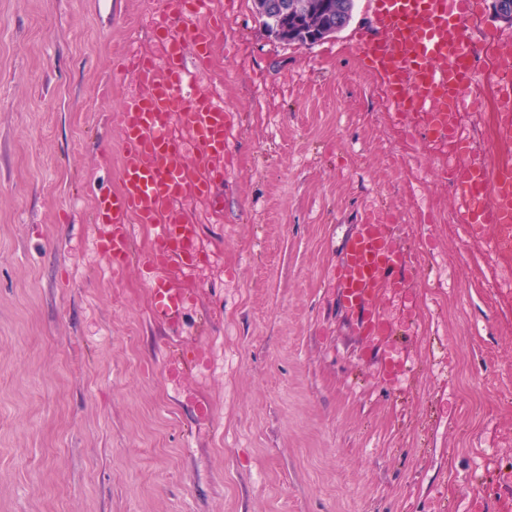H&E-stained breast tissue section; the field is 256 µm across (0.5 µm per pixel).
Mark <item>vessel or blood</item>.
<instances>
[{"mask_svg":"<svg viewBox=\"0 0 512 512\" xmlns=\"http://www.w3.org/2000/svg\"><path fill=\"white\" fill-rule=\"evenodd\" d=\"M214 0H161L153 32L161 59L125 55L121 72L133 87L114 123L123 133L122 187L99 198V247L108 270L119 275L139 261L151 288L155 312L176 320L196 298L181 287L187 273L205 263L199 227L182 219L180 205L213 201L228 160L231 115L210 94L184 91L190 72L208 69L224 16ZM476 0H375L378 36L362 34L356 49L362 68L375 74L405 130L423 128L434 140L451 144L466 166L445 170L463 221L495 228L512 224V170L471 161L469 138L456 117L469 107L466 89L473 78L476 48L462 31ZM506 112L499 137L512 139V87L501 88ZM192 160H185V153ZM149 231L151 243L136 254L133 230ZM408 257L385 232L380 218L365 217L347 238L336 281L359 333L381 336L386 323L376 307L384 294L407 279Z\"/></svg>","mask_w":512,"mask_h":512,"instance_id":"vessel-or-blood-1","label":"vessel or blood"}]
</instances>
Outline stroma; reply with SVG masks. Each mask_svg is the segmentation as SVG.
I'll list each match as a JSON object with an SVG mask.
<instances>
[{"label":"stroma","mask_w":512,"mask_h":512,"mask_svg":"<svg viewBox=\"0 0 512 512\" xmlns=\"http://www.w3.org/2000/svg\"><path fill=\"white\" fill-rule=\"evenodd\" d=\"M187 92L234 117L223 196L196 205L209 263L180 321L138 265L104 274L97 192L121 185L112 115L157 0H0V512H499L512 499V288L444 164L362 70L372 0L311 46L222 0ZM492 95L460 117L512 161ZM414 278L359 335L336 267L367 211ZM194 352L190 369L167 362ZM204 401L215 432H198Z\"/></svg>","instance_id":"35a3bbf8"}]
</instances>
